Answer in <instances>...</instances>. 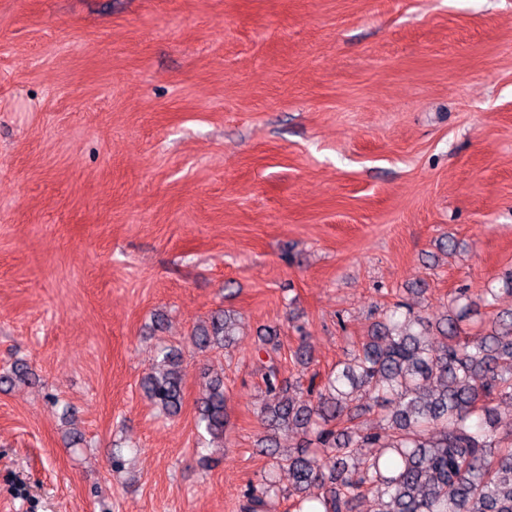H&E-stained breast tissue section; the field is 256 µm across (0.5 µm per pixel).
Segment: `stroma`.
Masks as SVG:
<instances>
[{
	"label": "stroma",
	"mask_w": 512,
	"mask_h": 512,
	"mask_svg": "<svg viewBox=\"0 0 512 512\" xmlns=\"http://www.w3.org/2000/svg\"><path fill=\"white\" fill-rule=\"evenodd\" d=\"M509 271L512 0H0V512H238L269 361L327 374ZM230 318L225 311L211 316L209 324L197 328L191 336L192 343L197 348L221 347L230 343L233 328ZM179 359V353L166 352L160 362L162 367L148 373L142 382L147 397L168 415L177 414L181 408L183 378ZM210 387L208 397L201 402L199 407L197 427L203 428L207 434L213 437H220L224 435V428L227 425L224 408V383L217 378Z\"/></svg>",
	"instance_id": "stroma-1"
}]
</instances>
